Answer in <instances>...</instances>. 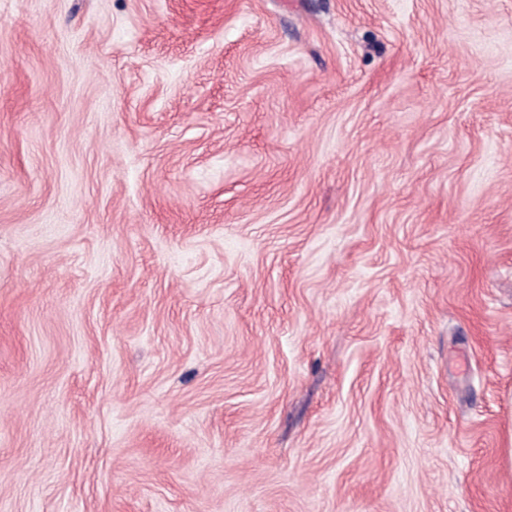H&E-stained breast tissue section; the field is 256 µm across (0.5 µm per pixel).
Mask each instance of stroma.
<instances>
[{"label":"stroma","instance_id":"35a3bbf8","mask_svg":"<svg viewBox=\"0 0 512 512\" xmlns=\"http://www.w3.org/2000/svg\"><path fill=\"white\" fill-rule=\"evenodd\" d=\"M0 512H512V0H0Z\"/></svg>","mask_w":512,"mask_h":512}]
</instances>
